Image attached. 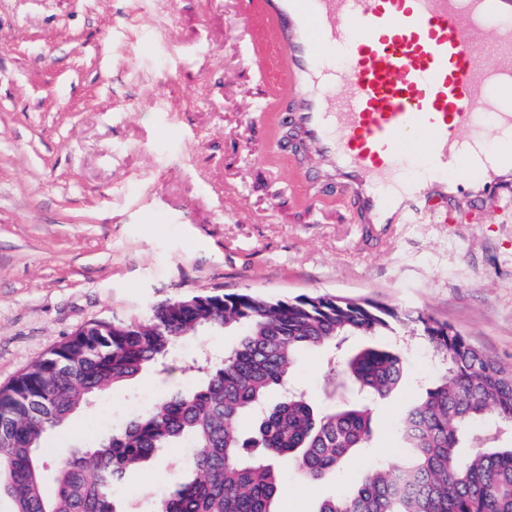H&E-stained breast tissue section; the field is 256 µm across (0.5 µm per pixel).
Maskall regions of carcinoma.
I'll list each match as a JSON object with an SVG mask.
<instances>
[{
  "label": "carcinoma",
  "mask_w": 512,
  "mask_h": 512,
  "mask_svg": "<svg viewBox=\"0 0 512 512\" xmlns=\"http://www.w3.org/2000/svg\"><path fill=\"white\" fill-rule=\"evenodd\" d=\"M411 324L442 372L398 424L409 455L368 468L354 491L317 512H512V444L488 447L474 437L483 424L512 426V369L424 313L328 294L267 300L247 290L167 301L143 321L94 323L1 386L0 498L11 512H127L113 487L188 440L194 452L182 466L196 477L150 512H277L279 464L321 480L352 451L371 448L374 436L368 404L323 412L294 388L298 352L336 347L350 335L392 336ZM228 328L239 331V343L217 361L193 360V388H173L94 447L70 449L46 489L39 448L49 431L97 393L147 368L166 370L188 336ZM406 363L405 346L369 347L346 359L344 373L350 391L383 398ZM274 389L285 394L270 403ZM245 413L255 419L247 435L235 425Z\"/></svg>",
  "instance_id": "1"
}]
</instances>
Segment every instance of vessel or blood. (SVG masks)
<instances>
[{"label": "vessel or blood", "instance_id": "1", "mask_svg": "<svg viewBox=\"0 0 512 512\" xmlns=\"http://www.w3.org/2000/svg\"><path fill=\"white\" fill-rule=\"evenodd\" d=\"M293 125L351 189L365 223L388 231L422 218L444 224L457 197L448 172L483 155L487 124L512 137V0H263ZM494 62L477 57L486 31ZM341 53L335 66L331 53ZM427 179L404 180L412 135ZM512 192V156L473 175L474 201Z\"/></svg>", "mask_w": 512, "mask_h": 512}]
</instances>
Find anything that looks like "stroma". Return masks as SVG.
Returning a JSON list of instances; mask_svg holds the SVG:
<instances>
[{"label": "stroma", "mask_w": 512, "mask_h": 512, "mask_svg": "<svg viewBox=\"0 0 512 512\" xmlns=\"http://www.w3.org/2000/svg\"><path fill=\"white\" fill-rule=\"evenodd\" d=\"M260 0H0V387L85 325L138 321L156 305L248 290L267 299L330 294L453 326L512 367V207L499 197L449 202V223L378 234L350 194L324 183L302 202L293 166L275 160L257 110L278 82ZM237 343L202 331L168 377L147 370L49 432L41 455L88 448L144 398L195 385L183 362ZM317 406L326 350L292 368ZM438 375L425 346L374 400L372 450L326 480L285 468L281 512H317L352 492L380 458L399 462L404 411ZM185 444L166 448L117 488L128 512L171 490Z\"/></svg>", "instance_id": "1"}]
</instances>
